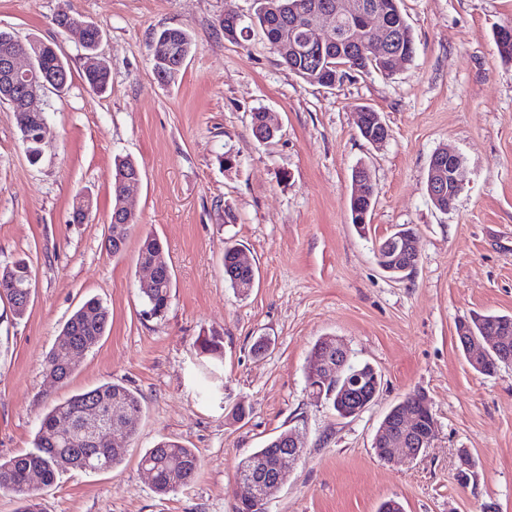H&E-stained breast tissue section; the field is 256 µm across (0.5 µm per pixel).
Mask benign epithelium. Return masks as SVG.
Here are the masks:
<instances>
[{"mask_svg": "<svg viewBox=\"0 0 512 512\" xmlns=\"http://www.w3.org/2000/svg\"><path fill=\"white\" fill-rule=\"evenodd\" d=\"M356 5L344 2L332 7L327 4L311 6L304 13L303 28L306 30L309 48H321L328 38L318 34L320 24H325L328 31H333L337 15L345 10H353ZM40 43L29 40L19 52L6 53L0 57V68L15 78L30 80L27 85L28 95L24 107L30 111L39 110L38 89L48 88L57 84L65 71L58 74L39 73L36 61L39 58ZM369 117L361 112L358 116L360 132L374 143H381L388 137V128L375 131L367 127ZM434 165L441 173L429 188V193L436 199H442L448 187H453L455 193L462 190L460 178L463 161L454 151H441L433 157ZM448 177H442V173ZM379 266L387 273L395 276L413 270L418 261V250L415 237L410 231L396 235V239L383 250L376 251ZM459 336L464 351L469 355V362L476 370L484 369L485 363L500 355L499 336L497 329L487 326L480 335H473L465 325L460 326ZM351 355L345 343L334 337H324L314 349L307 369L308 388L320 396L336 398L339 415L347 418L356 416L364 411L374 399L380 388L379 376L376 369H358L348 372ZM128 415L119 407L103 413L95 407L88 408L83 417L82 433L85 441L94 440L103 431L110 436L126 429ZM436 422L430 405L425 396L417 397L415 404L400 410L389 412L383 419L381 431L374 441L376 454L386 460H414L430 447L435 439ZM283 446L278 454L272 472H267L268 466L262 459L252 461V474L237 477L240 493L237 495L241 507L249 506L253 510L264 512L271 495L288 480L287 464L299 459L303 447L291 431L281 438ZM476 463L468 449L458 451L457 475L462 483L467 484L473 477Z\"/></svg>", "mask_w": 512, "mask_h": 512, "instance_id": "benign-epithelium-1", "label": "benign epithelium"}]
</instances>
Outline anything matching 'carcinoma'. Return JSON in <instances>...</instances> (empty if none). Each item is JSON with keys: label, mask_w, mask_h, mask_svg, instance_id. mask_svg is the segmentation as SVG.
Segmentation results:
<instances>
[{"label": "carcinoma", "mask_w": 512, "mask_h": 512, "mask_svg": "<svg viewBox=\"0 0 512 512\" xmlns=\"http://www.w3.org/2000/svg\"><path fill=\"white\" fill-rule=\"evenodd\" d=\"M256 8L250 23H245L241 16L227 13L219 21L224 38L239 41L251 29L259 27L270 44L279 42L284 33L304 42V30L300 24L302 14L310 0H254ZM361 7L377 4L389 12L388 35L381 41V34L373 36L362 33L366 40L382 44V52L375 54L361 45H347L343 34L350 26L358 23V17L352 12L339 14L331 43L319 55L282 56L284 63L299 77L310 84L327 86L342 75L341 65L357 71L373 70L385 76L392 75L387 68L385 57L398 53L404 60L410 61L414 53V40L400 9V0H354ZM52 23L63 29L73 24L86 25L87 39L84 49L88 53L97 52L103 39L102 30L87 20L81 13L68 6L61 9L52 18ZM192 40L179 28H165L153 34L150 43L152 69L158 79L168 82L180 72L191 53ZM39 66L45 71L64 68L70 71L68 62L58 53L56 46L45 43L39 58ZM84 80L91 90L103 94L110 84V69L107 63L95 71L84 73ZM19 91L14 89L12 78L0 70V102L16 109L14 101ZM49 104H44L42 112L32 120V125L21 134L25 150L34 163L40 160V146L34 142L33 126L46 115ZM142 179L139 166L130 158L117 160L112 181L113 201H118L124 190ZM238 249L234 246L224 248V277L230 288L239 295H245L240 283L248 276L239 273L235 265ZM138 260L142 263L153 262L157 267L158 280L155 287L142 292L143 303L152 311L153 317L165 315L171 301L173 288L172 275L163 257V246L153 235L141 239ZM32 270L28 261L17 258L0 269V299H5L12 308L14 316L21 318L27 308L23 304L26 287L30 285ZM110 320V311L99 299L90 298L67 319L55 344L47 353L43 362V371L58 375V381H66L73 373L74 367L67 362V355L73 348H93L104 336ZM120 400L133 418H139L142 412L141 400L136 392L119 383H105L93 389L78 392L66 400L54 405L45 415L35 434L33 448L29 451L8 458L0 457V491L12 493L14 488L27 482L28 473L40 474V483L52 485L58 473L55 459L60 456L70 458L82 456L87 459L84 470L89 472L111 470L121 462L119 449L110 445V440L103 435L92 443L83 442L80 437L70 433L76 426L87 404H93L101 411H107L112 403ZM140 464L154 471L153 489L158 495H166L187 485L198 470L200 459L192 448L170 440H162L149 448L140 458ZM20 506L18 512H42L41 502L35 490L31 489L17 495Z\"/></svg>", "instance_id": "1"}]
</instances>
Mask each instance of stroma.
Returning a JSON list of instances; mask_svg holds the SVG:
<instances>
[{
    "instance_id": "1",
    "label": "stroma",
    "mask_w": 512,
    "mask_h": 512,
    "mask_svg": "<svg viewBox=\"0 0 512 512\" xmlns=\"http://www.w3.org/2000/svg\"><path fill=\"white\" fill-rule=\"evenodd\" d=\"M69 4L104 32L105 94L83 80L78 36L52 23ZM401 9L412 60L388 77L351 71L326 88L291 71L260 28L225 39L219 18L249 17L253 0H0V30L56 43L72 73L50 98L39 163L0 104V266L26 257L34 284L22 318L0 299V456L31 449L43 416L72 394L117 382L142 403L135 435L118 442L121 464L59 469L38 489L44 512H234L239 462L288 430L305 452L268 512H378L389 499L405 512H512V364L480 374L456 337L473 314L512 315V60L494 41L512 23V0H402ZM167 27L188 32L193 49L163 82L149 49ZM362 106L384 119L385 142L360 136ZM257 111L279 128L271 143L252 133ZM445 146L463 159L464 188L444 213L426 180ZM119 156L138 163L142 183L115 256L105 234ZM360 164L375 187L363 233L350 215ZM79 191L95 202L84 224L71 221ZM403 226L419 260L396 278L374 250ZM149 232L173 277L161 319L142 313L137 257ZM228 243L258 269L248 295L224 280ZM91 297L112 314L105 336L67 382L47 379L45 355ZM325 335L382 375L359 415L339 417L307 387V357ZM206 336L221 338L222 357L200 352ZM261 337L269 345L257 355ZM413 392L429 400L434 442L416 460L384 461L374 439ZM164 438L194 449L201 467L160 496L140 457ZM461 448L477 462L466 485L456 477Z\"/></svg>"
}]
</instances>
